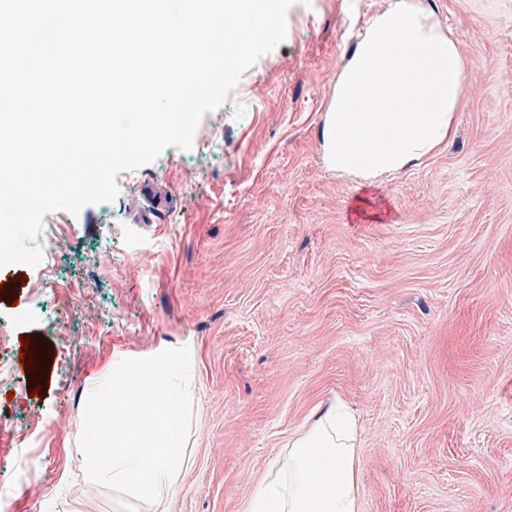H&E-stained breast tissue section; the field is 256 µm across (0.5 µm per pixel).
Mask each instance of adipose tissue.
I'll return each instance as SVG.
<instances>
[{"instance_id":"1","label":"adipose tissue","mask_w":512,"mask_h":512,"mask_svg":"<svg viewBox=\"0 0 512 512\" xmlns=\"http://www.w3.org/2000/svg\"><path fill=\"white\" fill-rule=\"evenodd\" d=\"M469 61L422 0H388L345 55L322 123L329 170L372 184L452 141ZM356 419L317 407L248 512H359Z\"/></svg>"}]
</instances>
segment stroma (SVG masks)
<instances>
[{
  "label": "stroma",
  "instance_id": "35a3bbf8",
  "mask_svg": "<svg viewBox=\"0 0 512 512\" xmlns=\"http://www.w3.org/2000/svg\"><path fill=\"white\" fill-rule=\"evenodd\" d=\"M424 2L470 66L452 143L419 165L374 186L325 166L342 57L387 0H293L191 149L48 213L56 251L0 267V471L38 466L5 512H123L69 445L85 392L109 361L182 346L191 427L163 512H246L337 397L361 427L360 512H512V0Z\"/></svg>",
  "mask_w": 512,
  "mask_h": 512
}]
</instances>
